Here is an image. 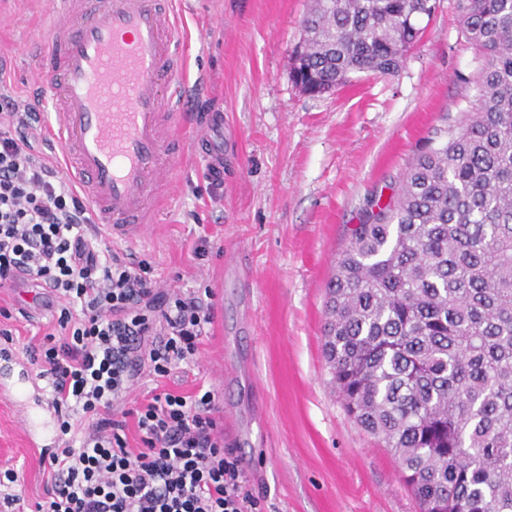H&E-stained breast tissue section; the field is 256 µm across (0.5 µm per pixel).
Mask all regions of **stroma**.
I'll return each instance as SVG.
<instances>
[{"label": "stroma", "mask_w": 512, "mask_h": 512, "mask_svg": "<svg viewBox=\"0 0 512 512\" xmlns=\"http://www.w3.org/2000/svg\"><path fill=\"white\" fill-rule=\"evenodd\" d=\"M310 0H182L189 95L159 188L155 231L111 250L147 260L156 288L210 289L213 322L194 363L157 381L141 376L126 407L155 389L213 391L224 445L271 512H419L397 460L345 414L323 355L327 283L372 201L388 200L412 159L473 117L483 58L457 0L418 18L423 34L393 76L353 75L304 93L290 73ZM44 0H0V93L41 114L34 146L54 157L50 99L35 48ZM224 115V176L197 154L203 115ZM63 305L47 288H0V382L37 379L45 334ZM32 400L0 399V467L14 469L22 512L46 503L47 469L25 423Z\"/></svg>", "instance_id": "obj_1"}]
</instances>
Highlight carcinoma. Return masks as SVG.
Here are the masks:
<instances>
[{"instance_id":"carcinoma-1","label":"carcinoma","mask_w":512,"mask_h":512,"mask_svg":"<svg viewBox=\"0 0 512 512\" xmlns=\"http://www.w3.org/2000/svg\"><path fill=\"white\" fill-rule=\"evenodd\" d=\"M484 57L475 117L355 226L324 354L347 415L420 512H512V0H457ZM435 0H312L291 75L310 95L392 76Z\"/></svg>"}]
</instances>
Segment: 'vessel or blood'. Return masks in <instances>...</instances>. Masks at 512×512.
I'll return each instance as SVG.
<instances>
[{"mask_svg": "<svg viewBox=\"0 0 512 512\" xmlns=\"http://www.w3.org/2000/svg\"><path fill=\"white\" fill-rule=\"evenodd\" d=\"M40 67L62 164L113 241L145 239L177 162L182 32L176 0H45Z\"/></svg>", "mask_w": 512, "mask_h": 512, "instance_id": "b4317fda", "label": "vessel or blood"}]
</instances>
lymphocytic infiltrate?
Returning <instances> with one entry per match:
<instances>
[{
	"mask_svg": "<svg viewBox=\"0 0 512 512\" xmlns=\"http://www.w3.org/2000/svg\"><path fill=\"white\" fill-rule=\"evenodd\" d=\"M39 121L0 96V288L30 280L66 302L39 373L58 423L57 447L41 456L45 512H267L224 446L212 391L154 394L132 412L141 445L129 447L113 409L143 373L194 361L212 307L158 291L145 262L101 250L103 228L28 136Z\"/></svg>",
	"mask_w": 512,
	"mask_h": 512,
	"instance_id": "f902f5d3",
	"label": "lymphocytic infiltrate"
}]
</instances>
